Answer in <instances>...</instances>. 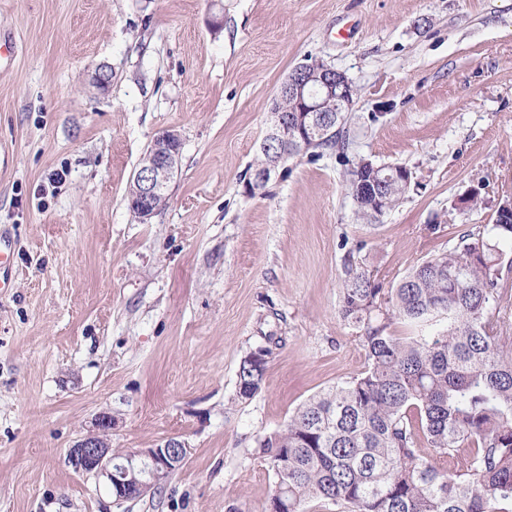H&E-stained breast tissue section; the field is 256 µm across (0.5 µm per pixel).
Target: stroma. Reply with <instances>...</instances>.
Instances as JSON below:
<instances>
[{
  "mask_svg": "<svg viewBox=\"0 0 512 512\" xmlns=\"http://www.w3.org/2000/svg\"><path fill=\"white\" fill-rule=\"evenodd\" d=\"M0 35L15 45L0 56V232L15 251L0 512H265L276 478L259 440L366 366L340 316L350 270L391 288L512 197V0H0ZM303 62L356 85L348 147L289 159L249 194L273 100ZM167 129L179 167L142 223L129 186ZM362 159L411 174L373 226L348 190ZM476 186L482 203L461 205ZM260 348L264 384L241 399L239 365ZM103 413L112 447L174 437L184 465L115 501L68 461Z\"/></svg>",
  "mask_w": 512,
  "mask_h": 512,
  "instance_id": "35a3bbf8",
  "label": "stroma"
}]
</instances>
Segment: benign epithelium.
Segmentation results:
<instances>
[{"instance_id": "7a95c632", "label": "benign epithelium", "mask_w": 512, "mask_h": 512, "mask_svg": "<svg viewBox=\"0 0 512 512\" xmlns=\"http://www.w3.org/2000/svg\"><path fill=\"white\" fill-rule=\"evenodd\" d=\"M357 88L347 75L320 62L293 68L279 87L271 110V126L263 140L264 148L276 146V160L257 172V180L266 183L283 166L288 155L303 153L309 144L325 136L334 125V112L352 110ZM181 139L174 130H165L154 140L133 178V199L139 204L142 221L157 211L155 201L164 196L178 168ZM388 174L373 168L369 187L380 208L388 207L384 184ZM113 427L112 416L103 413L95 421V430L70 449L68 461L82 473H94L106 482L118 501L140 497L155 488L180 468L188 454L185 442L169 438L155 448H143L115 460L107 434Z\"/></svg>"}]
</instances>
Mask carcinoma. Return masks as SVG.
<instances>
[{
	"label": "carcinoma",
	"instance_id": "1",
	"mask_svg": "<svg viewBox=\"0 0 512 512\" xmlns=\"http://www.w3.org/2000/svg\"><path fill=\"white\" fill-rule=\"evenodd\" d=\"M345 122L336 113V133L308 153L344 149ZM366 179L354 164L349 187L371 223L380 215ZM506 241L512 223L498 218L410 268L381 301L370 272H349L341 315L361 333L366 367L260 441L279 512H306L311 502L343 512H512V326L499 288ZM398 320L414 331L396 335ZM265 371L249 355L241 361L240 398L261 390ZM459 448L469 455L450 476L443 463Z\"/></svg>",
	"mask_w": 512,
	"mask_h": 512
}]
</instances>
